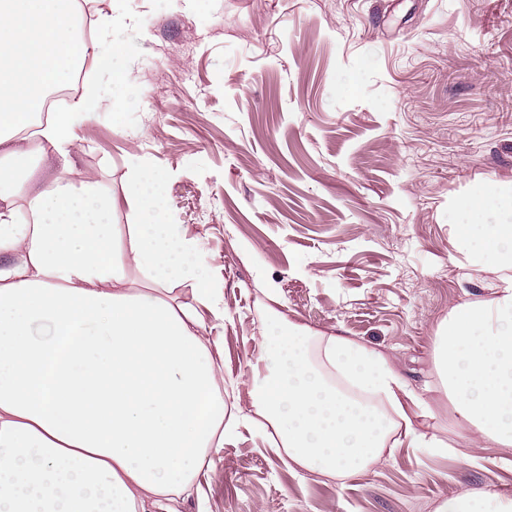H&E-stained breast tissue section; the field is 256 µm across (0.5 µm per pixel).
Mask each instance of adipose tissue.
<instances>
[{
	"instance_id": "adipose-tissue-1",
	"label": "adipose tissue",
	"mask_w": 512,
	"mask_h": 512,
	"mask_svg": "<svg viewBox=\"0 0 512 512\" xmlns=\"http://www.w3.org/2000/svg\"><path fill=\"white\" fill-rule=\"evenodd\" d=\"M78 0H0V512H177L205 503L201 473L240 418H226L224 360L208 317L224 315L204 254L168 223L163 174L136 165L126 188L133 224L115 228L114 197L64 176L108 101L115 60L111 13L79 33ZM92 60L97 79L45 122L46 91ZM57 161L42 190L17 178L27 156ZM25 199L31 223L18 221ZM495 186L458 206L455 230L472 266L503 272L489 300L455 306L433 365L467 447L418 432L429 404L381 353L341 336H315L270 310L250 364L252 407L272 428L275 455L337 479L366 470L387 447L453 455L475 465L492 443L512 447V218ZM138 270L148 290L131 285ZM194 277L195 305L172 304L171 284ZM436 512H512L497 491L453 495Z\"/></svg>"
}]
</instances>
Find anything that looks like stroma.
<instances>
[{
  "label": "stroma",
  "mask_w": 512,
  "mask_h": 512,
  "mask_svg": "<svg viewBox=\"0 0 512 512\" xmlns=\"http://www.w3.org/2000/svg\"><path fill=\"white\" fill-rule=\"evenodd\" d=\"M127 80L66 176L124 205L131 162L165 174L166 217L218 257L227 414L253 415L248 363L271 297L292 321L389 357L458 447L433 367L456 305L493 295L455 224L495 184L512 202V0H114ZM480 465L397 448L344 482L287 464L247 428L226 439L208 512H435L512 494V447ZM512 496L497 491H487L480 497L467 494L449 496L436 512H511Z\"/></svg>",
  "instance_id": "35a3bbf8"
}]
</instances>
